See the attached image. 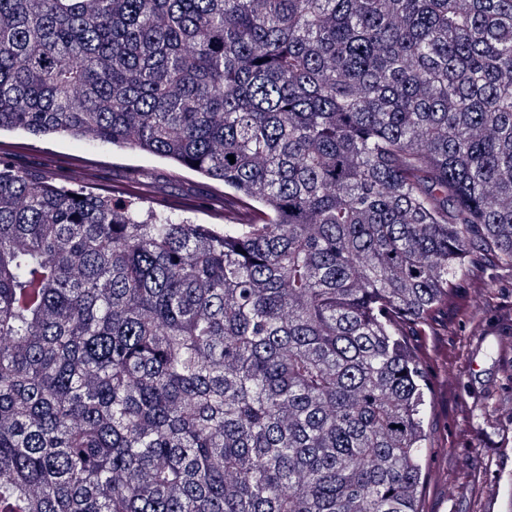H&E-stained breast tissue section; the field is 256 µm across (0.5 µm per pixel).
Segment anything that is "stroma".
<instances>
[{"label":"stroma","instance_id":"stroma-1","mask_svg":"<svg viewBox=\"0 0 512 512\" xmlns=\"http://www.w3.org/2000/svg\"><path fill=\"white\" fill-rule=\"evenodd\" d=\"M16 169L97 192H136L144 205L199 224L225 223L224 187L168 160L99 141L0 133ZM428 380L421 512H506L512 499V267H471L455 300L406 328Z\"/></svg>","mask_w":512,"mask_h":512}]
</instances>
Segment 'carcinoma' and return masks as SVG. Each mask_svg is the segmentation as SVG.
Wrapping results in <instances>:
<instances>
[{
	"mask_svg": "<svg viewBox=\"0 0 512 512\" xmlns=\"http://www.w3.org/2000/svg\"><path fill=\"white\" fill-rule=\"evenodd\" d=\"M5 128L262 217L0 160V512H420L404 327L512 266V0H0ZM0 142L2 156L12 166L54 183L113 194L134 191L144 205L188 216L197 224H228L215 202L224 195V185L168 160L64 136L3 131Z\"/></svg>",
	"mask_w": 512,
	"mask_h": 512,
	"instance_id": "1",
	"label": "carcinoma"
}]
</instances>
